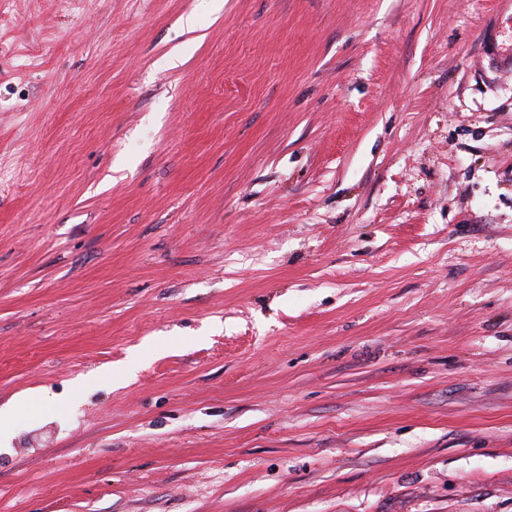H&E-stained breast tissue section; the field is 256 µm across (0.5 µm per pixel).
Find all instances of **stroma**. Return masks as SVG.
Returning <instances> with one entry per match:
<instances>
[{
	"label": "stroma",
	"instance_id": "1",
	"mask_svg": "<svg viewBox=\"0 0 512 512\" xmlns=\"http://www.w3.org/2000/svg\"><path fill=\"white\" fill-rule=\"evenodd\" d=\"M512 0H0V512H512ZM44 398L32 395L24 396L0 407V444L7 443L10 438V427L16 418L30 408L36 401H43Z\"/></svg>",
	"mask_w": 512,
	"mask_h": 512
}]
</instances>
